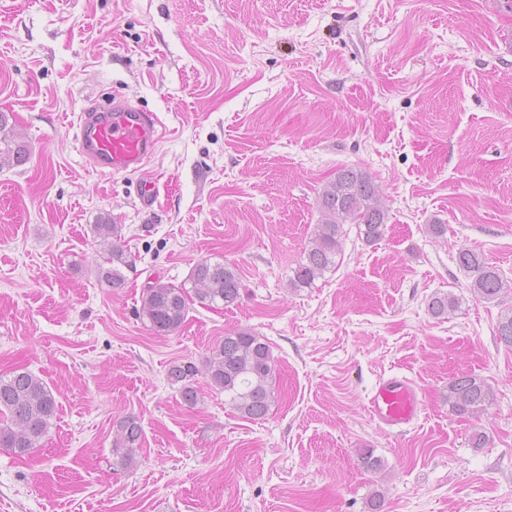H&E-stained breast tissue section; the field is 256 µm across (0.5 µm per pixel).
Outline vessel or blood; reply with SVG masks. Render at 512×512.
Here are the masks:
<instances>
[{
	"mask_svg": "<svg viewBox=\"0 0 512 512\" xmlns=\"http://www.w3.org/2000/svg\"><path fill=\"white\" fill-rule=\"evenodd\" d=\"M160 125L156 113L128 104L92 107L80 116V150L98 172L136 174L145 169L158 149ZM367 410L380 425H408L421 411L419 388L403 375L380 378L368 399Z\"/></svg>",
	"mask_w": 512,
	"mask_h": 512,
	"instance_id": "b4317fda",
	"label": "vessel or blood"
}]
</instances>
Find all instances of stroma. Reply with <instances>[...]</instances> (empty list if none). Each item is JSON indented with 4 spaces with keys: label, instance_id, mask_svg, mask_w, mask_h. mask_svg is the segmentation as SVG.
<instances>
[{
    "label": "stroma",
    "instance_id": "35a3bbf8",
    "mask_svg": "<svg viewBox=\"0 0 512 512\" xmlns=\"http://www.w3.org/2000/svg\"><path fill=\"white\" fill-rule=\"evenodd\" d=\"M509 33L512 0H0V113L29 148L0 168V376L33 372L57 403L32 453L0 448V512H368L377 491L384 512H512V347L495 334L512 291L477 300L455 259L474 248L512 282ZM117 95L163 125L138 176L79 151L78 115ZM345 167L378 184L385 234L344 225L336 268L291 290ZM104 219L132 262L123 288L96 273ZM203 260L236 267L238 301L190 299L156 334L145 283ZM438 291L459 304L437 318ZM237 329L275 358L262 420L204 373L192 405L168 378ZM392 373L423 400L399 430L367 411ZM462 373L493 390L479 417L449 410ZM129 415L127 469L112 441ZM142 427L138 419L128 416L120 421L113 437L112 452L121 458L124 465H131L133 454L140 443Z\"/></svg>",
    "mask_w": 512,
    "mask_h": 512
}]
</instances>
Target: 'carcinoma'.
Wrapping results in <instances>:
<instances>
[{
	"mask_svg": "<svg viewBox=\"0 0 512 512\" xmlns=\"http://www.w3.org/2000/svg\"><path fill=\"white\" fill-rule=\"evenodd\" d=\"M0 167L20 165L28 158V147L21 140L9 115L0 113ZM320 220L316 225L306 252L305 262L294 270L288 287L294 291L311 288L324 273L336 266L340 253L342 226L355 224L368 243L379 241L386 228L387 212L382 204L379 186L365 171L344 168L336 173L319 194ZM112 267L100 266L97 276L112 288H121L125 275L119 266L129 267L131 261L124 250L114 245L109 249ZM460 267L472 274L473 294L485 301L498 300L512 285L484 256L462 247L456 255ZM191 288L165 283L159 279L144 285L139 317L146 320L158 335L177 330L185 321L188 297L212 306L222 303L228 307L239 298L240 279L235 268L220 262L202 261L192 269ZM457 298L450 294H435L428 302L429 311L443 316L457 307ZM496 336L512 346V309L500 315ZM204 370L211 386L224 392V403L242 417L260 420L269 411L274 379V359L269 345L248 330H236L224 339L206 358ZM197 368L192 364L174 365L169 380L181 384L180 395L187 404L197 401L192 378ZM492 399L489 385L481 378L461 374L448 383V405L458 416H477L483 413ZM56 410L50 388L36 374L15 371L0 376V447L17 456H25L38 447L48 432ZM142 427L138 419L128 416L120 421L113 437L112 452L121 462L130 465L140 443Z\"/></svg>",
	"mask_w": 512,
	"mask_h": 512,
	"instance_id": "1",
	"label": "carcinoma"
}]
</instances>
